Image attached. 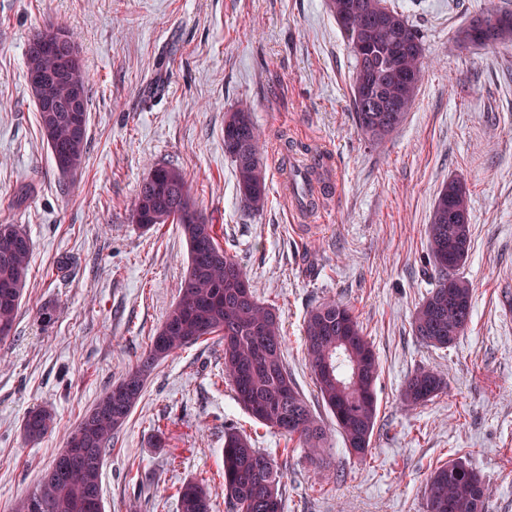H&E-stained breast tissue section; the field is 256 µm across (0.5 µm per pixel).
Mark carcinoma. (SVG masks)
Wrapping results in <instances>:
<instances>
[{"instance_id":"carcinoma-1","label":"carcinoma","mask_w":512,"mask_h":512,"mask_svg":"<svg viewBox=\"0 0 512 512\" xmlns=\"http://www.w3.org/2000/svg\"><path fill=\"white\" fill-rule=\"evenodd\" d=\"M328 8L347 41L367 44L363 57L353 56L351 109L361 133L379 141L393 133L415 104L423 77L424 48L405 16L387 6V0H327ZM481 17L504 22L499 42L512 41V11L489 0ZM53 29L68 40L73 35L61 25L35 31L26 53L27 71H53L55 54L34 50ZM90 102L89 79L79 62L55 88V100L64 105L73 88ZM55 141L83 163L87 136L72 138L69 113L56 112ZM224 135L236 138L239 148L227 152L235 165L237 189L244 209L264 210L268 201L266 163L261 135L250 108L242 107L224 119ZM168 183L137 190L133 215L150 230L159 224H179L188 247V269L179 300L171 307L149 348L122 378L95 401L72 433L90 424L86 462L73 466L62 479L45 476L27 494L15 500L12 512H31L30 502L41 499L47 512H105L101 475L115 435L141 399L148 374L155 365L207 336L224 341V379L238 403L260 424L290 438H298L308 452L318 455L328 439L326 426L303 399L284 360V336L274 307L261 302L254 291L239 296L246 280L239 263L216 239L215 225L191 202L184 173L164 167ZM454 219H448V212ZM469 192L464 182L450 179L437 193L427 224L428 264L434 287L412 316V331L423 343L438 348L452 345L468 326L464 312L472 311V286L460 274L471 247ZM32 242L17 225L0 223V343L12 336L20 302L27 286ZM305 349L318 394L336 421L350 451L366 455L377 418L376 381L379 361L373 346L345 305L325 302L311 310L304 322ZM446 389L431 369H419L406 380L401 398L409 407L423 405ZM54 415L45 407L30 409L22 429L30 441L47 436ZM473 469L451 462L435 469L424 490L426 512H486L485 483L474 484ZM181 512H210L206 485L189 482L178 492ZM224 497L234 512H282L283 488L272 456L255 447L239 432L224 435Z\"/></svg>"}]
</instances>
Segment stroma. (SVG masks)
Segmentation results:
<instances>
[{"label":"stroma","instance_id":"obj_1","mask_svg":"<svg viewBox=\"0 0 512 512\" xmlns=\"http://www.w3.org/2000/svg\"><path fill=\"white\" fill-rule=\"evenodd\" d=\"M486 2L388 0L417 30L425 70L403 124L374 143L354 123L353 58L327 0H0V221L33 242L16 334L0 344V512L33 489L179 299V225L146 231L132 219L159 164L185 174L219 244L277 309L288 371L321 417L304 319L331 300L353 310L379 358L377 422L365 458L332 431L311 460L238 403L222 341H200L148 377L104 462L105 512H180L177 488L203 478L210 512H230L220 473L232 429L275 459L284 512H425L428 474L457 460L484 478L487 512H512V43L455 44ZM50 22L73 33L90 78L87 153L72 179L55 167L26 77L27 42ZM245 104L267 164L257 214L224 152V116ZM315 152L335 183L319 214L294 223L288 162ZM451 178L470 193L472 313L436 349L411 322L432 287L426 224ZM421 368L448 388L410 408L401 389ZM37 405L53 408L55 428L31 444L21 425Z\"/></svg>","mask_w":512,"mask_h":512}]
</instances>
